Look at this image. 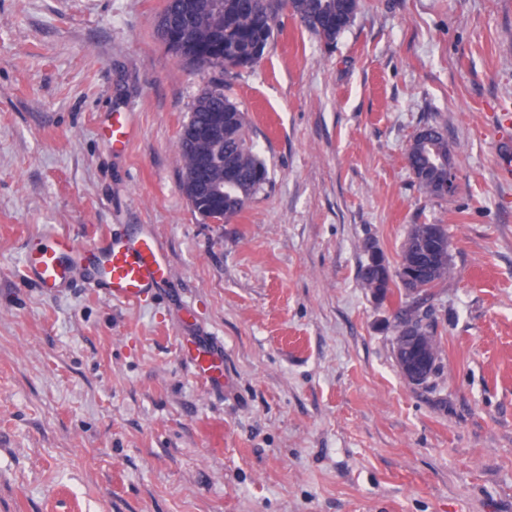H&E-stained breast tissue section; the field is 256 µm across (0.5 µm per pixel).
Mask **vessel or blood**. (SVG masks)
<instances>
[{
  "label": "vessel or blood",
  "instance_id": "vessel-or-blood-1",
  "mask_svg": "<svg viewBox=\"0 0 512 512\" xmlns=\"http://www.w3.org/2000/svg\"><path fill=\"white\" fill-rule=\"evenodd\" d=\"M27 282L56 296L81 284L104 297L142 303L165 288L171 276L163 240L146 224L121 232H101L84 245L53 230L32 235L23 252ZM196 375L207 382L224 377V355L214 344L187 350Z\"/></svg>",
  "mask_w": 512,
  "mask_h": 512
}]
</instances>
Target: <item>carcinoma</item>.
I'll list each match as a JSON object with an SVG mask.
<instances>
[{
	"instance_id": "cac0c4a2",
	"label": "carcinoma",
	"mask_w": 512,
	"mask_h": 512,
	"mask_svg": "<svg viewBox=\"0 0 512 512\" xmlns=\"http://www.w3.org/2000/svg\"><path fill=\"white\" fill-rule=\"evenodd\" d=\"M360 0H166L157 20L162 43L197 70L227 77L253 66L265 53L287 13L326 46L349 29ZM181 189L201 218L229 219L241 212L270 181L268 167L254 151L245 113L221 80L200 89L178 136ZM448 138L426 124L411 138L405 161L424 193L448 196ZM360 275L374 297L397 294L394 336H419L438 348L430 302L450 274V242L440 224H413L394 268L373 242L363 246ZM441 371L431 356L415 385H427Z\"/></svg>"
}]
</instances>
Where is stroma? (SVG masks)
Here are the masks:
<instances>
[{"instance_id":"stroma-1","label":"stroma","mask_w":512,"mask_h":512,"mask_svg":"<svg viewBox=\"0 0 512 512\" xmlns=\"http://www.w3.org/2000/svg\"><path fill=\"white\" fill-rule=\"evenodd\" d=\"M164 5L0 0V512H512V0H361L330 48L281 23L227 82L270 183L224 224L180 188L209 75L159 40ZM427 123L451 148L444 199L404 160ZM125 224L168 249L155 298L23 279L38 230ZM414 224L451 243L428 389L360 278L364 242L397 265ZM204 339L222 382L184 356Z\"/></svg>"}]
</instances>
